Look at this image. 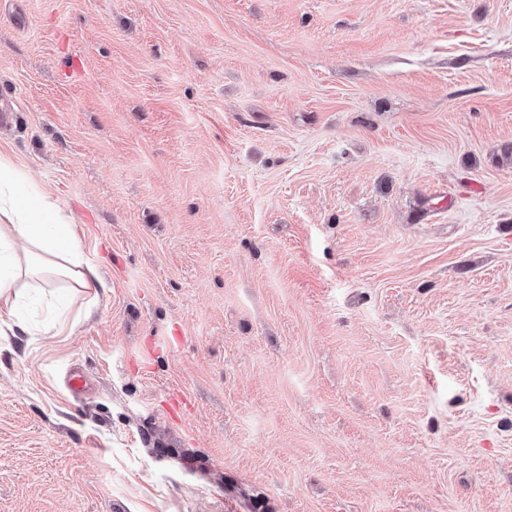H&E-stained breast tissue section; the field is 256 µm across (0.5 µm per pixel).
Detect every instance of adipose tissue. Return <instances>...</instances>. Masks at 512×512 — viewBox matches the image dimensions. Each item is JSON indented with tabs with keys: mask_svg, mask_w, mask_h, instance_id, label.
Masks as SVG:
<instances>
[{
	"mask_svg": "<svg viewBox=\"0 0 512 512\" xmlns=\"http://www.w3.org/2000/svg\"><path fill=\"white\" fill-rule=\"evenodd\" d=\"M0 300L11 303L22 278L48 282L58 277L87 288L80 242L70 216L29 184L9 155L0 153Z\"/></svg>",
	"mask_w": 512,
	"mask_h": 512,
	"instance_id": "obj_1",
	"label": "adipose tissue"
}]
</instances>
